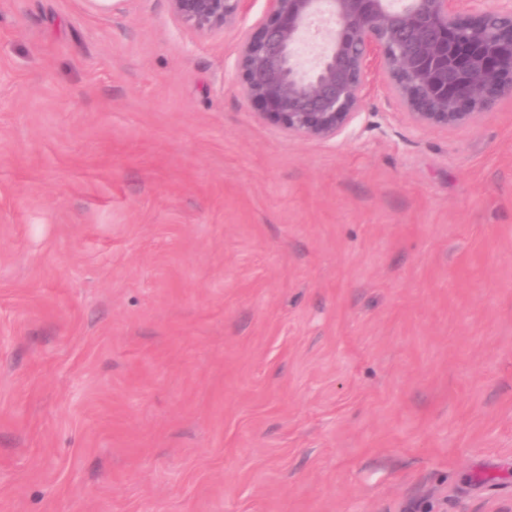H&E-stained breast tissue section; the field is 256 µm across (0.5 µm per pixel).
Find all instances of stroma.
Listing matches in <instances>:
<instances>
[{
	"instance_id": "1",
	"label": "stroma",
	"mask_w": 512,
	"mask_h": 512,
	"mask_svg": "<svg viewBox=\"0 0 512 512\" xmlns=\"http://www.w3.org/2000/svg\"><path fill=\"white\" fill-rule=\"evenodd\" d=\"M264 8L0 0V512H512V100L288 134ZM174 16L200 36H211L234 26L250 0H169Z\"/></svg>"
}]
</instances>
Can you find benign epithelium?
I'll return each instance as SVG.
<instances>
[{"label":"benign epithelium","instance_id":"obj_1","mask_svg":"<svg viewBox=\"0 0 512 512\" xmlns=\"http://www.w3.org/2000/svg\"><path fill=\"white\" fill-rule=\"evenodd\" d=\"M113 14L126 0H86ZM250 0H170L174 16L200 36L234 26ZM266 0L242 32L241 91L263 118L289 134L323 140L351 134L371 71L382 74L417 125H470L512 99V42L496 39L491 16L512 21V0ZM330 20L314 63L301 51L307 29Z\"/></svg>","mask_w":512,"mask_h":512}]
</instances>
